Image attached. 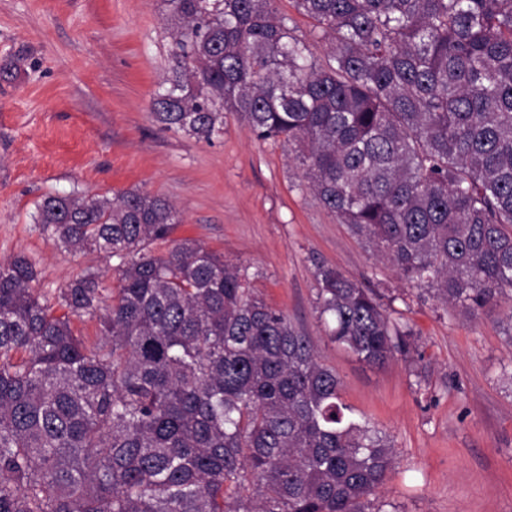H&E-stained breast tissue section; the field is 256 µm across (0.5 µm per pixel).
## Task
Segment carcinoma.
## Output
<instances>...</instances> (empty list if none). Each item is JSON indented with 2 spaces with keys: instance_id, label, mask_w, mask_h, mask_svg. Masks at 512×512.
<instances>
[{
  "instance_id": "cac0c4a2",
  "label": "carcinoma",
  "mask_w": 512,
  "mask_h": 512,
  "mask_svg": "<svg viewBox=\"0 0 512 512\" xmlns=\"http://www.w3.org/2000/svg\"><path fill=\"white\" fill-rule=\"evenodd\" d=\"M163 2L164 129L208 142L234 112L405 281L472 318L512 288V0H296L322 63L273 0ZM36 211L60 248L119 259L117 287L89 270L57 316L26 256L0 262V512H382L388 438L237 265L193 238L153 251L181 223L168 199ZM315 276L331 341L374 366L406 351L373 289Z\"/></svg>"
}]
</instances>
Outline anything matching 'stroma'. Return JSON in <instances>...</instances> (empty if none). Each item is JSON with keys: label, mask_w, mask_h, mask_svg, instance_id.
Segmentation results:
<instances>
[{"label": "stroma", "mask_w": 512, "mask_h": 512, "mask_svg": "<svg viewBox=\"0 0 512 512\" xmlns=\"http://www.w3.org/2000/svg\"><path fill=\"white\" fill-rule=\"evenodd\" d=\"M170 31L162 0H0V261L25 254L34 293L56 305L69 281L117 261L56 248L34 222L42 196L161 195L182 215L173 239L237 264L310 337L343 402L390 438L379 501L395 512H512V290L472 319L404 281L302 187L288 148L235 113L209 143L162 130L150 101ZM319 262L382 295L413 331L406 354L372 366L328 339Z\"/></svg>", "instance_id": "35a3bbf8"}]
</instances>
